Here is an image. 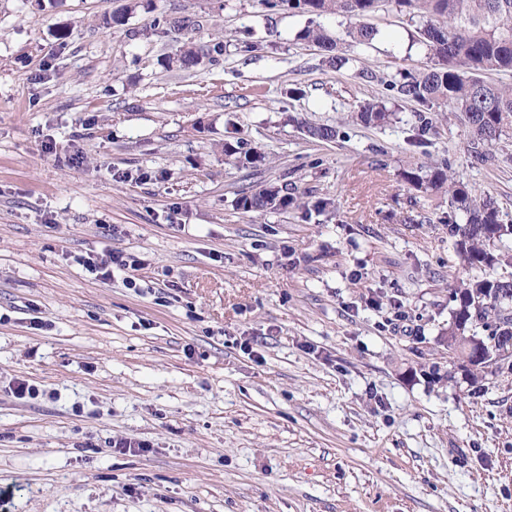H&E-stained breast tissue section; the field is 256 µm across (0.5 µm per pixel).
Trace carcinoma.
Listing matches in <instances>:
<instances>
[{"mask_svg":"<svg viewBox=\"0 0 512 512\" xmlns=\"http://www.w3.org/2000/svg\"><path fill=\"white\" fill-rule=\"evenodd\" d=\"M268 10L287 7L313 17L337 15L350 21L347 35L360 47H369L379 35L370 23L381 0H259ZM399 11L416 23L412 43L430 58L428 68L406 70L398 80L386 81L396 96L419 105L414 111L413 143L423 145L435 129L436 112L444 109L461 119L471 132L467 154L471 161L488 167L499 161L497 150L508 142L512 131V85L492 81L487 75L512 73V0H394ZM300 39L320 45L327 52V64L334 69L348 65L352 58L340 52L338 40L319 25L309 26ZM199 51L191 43L166 59L167 67L188 69L197 64ZM394 113L375 99L360 102L352 118L366 127H383ZM308 136L331 141L338 137L336 127L309 125ZM224 155L248 166L258 165L266 156L242 138L224 141ZM408 184L423 185L448 194V212L441 222L455 239L465 270L474 275L454 288L448 323V357L467 356L464 363L472 380L495 361L497 368L512 367V224L502 222L494 199L480 196L476 189L448 176V165L433 163L426 175L416 170L403 172ZM296 199L283 188L269 184L243 193L237 206L245 212L269 208L286 209ZM485 331L484 357L472 350L478 330Z\"/></svg>","mask_w":512,"mask_h":512,"instance_id":"1","label":"carcinoma"}]
</instances>
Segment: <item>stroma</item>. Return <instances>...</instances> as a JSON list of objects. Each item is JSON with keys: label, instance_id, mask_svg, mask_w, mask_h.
<instances>
[{"label": "stroma", "instance_id": "1", "mask_svg": "<svg viewBox=\"0 0 512 512\" xmlns=\"http://www.w3.org/2000/svg\"><path fill=\"white\" fill-rule=\"evenodd\" d=\"M127 3L0 0V512H505L512 373L449 364L448 197L401 173L447 160L512 222V160L472 165L443 113L413 144L384 85L428 63L408 16L384 0L364 49L321 18L338 71L305 15ZM187 41L218 64L166 69ZM371 98L396 123L352 122ZM231 136L263 164L229 161ZM270 183L297 204L238 209ZM108 248L134 266L77 262ZM299 37L301 40H306L308 42H313L320 45L324 51L327 52V64L329 67L340 70L341 68L348 65L351 61H354L353 58L346 56L343 53H340V49L338 48V39H334L331 35H329L321 25L308 26L303 29ZM130 257L119 250H108L100 257L88 254L87 256H79L78 264L82 265L91 274H96L101 279H108L112 275V270H119L132 267L134 260L129 262Z\"/></svg>", "mask_w": 512, "mask_h": 512}]
</instances>
